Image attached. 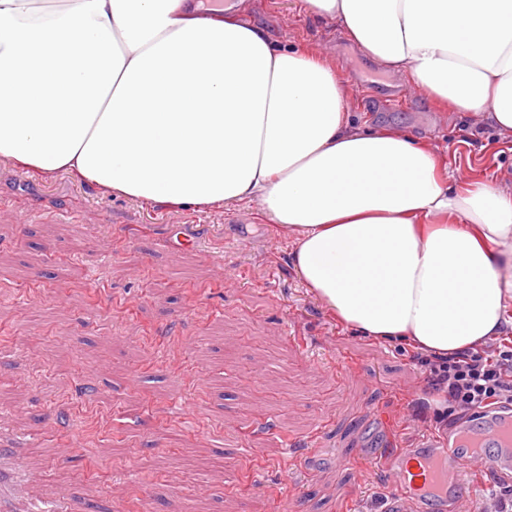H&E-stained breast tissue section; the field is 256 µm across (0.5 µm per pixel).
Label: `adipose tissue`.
<instances>
[{"label": "adipose tissue", "instance_id": "adipose-tissue-1", "mask_svg": "<svg viewBox=\"0 0 512 512\" xmlns=\"http://www.w3.org/2000/svg\"><path fill=\"white\" fill-rule=\"evenodd\" d=\"M373 62L512 134V0H305ZM325 58L233 0H0V159L174 206L258 198L344 325L448 357L512 307V186L348 120Z\"/></svg>", "mask_w": 512, "mask_h": 512}]
</instances>
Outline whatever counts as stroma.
Listing matches in <instances>:
<instances>
[{"mask_svg":"<svg viewBox=\"0 0 512 512\" xmlns=\"http://www.w3.org/2000/svg\"><path fill=\"white\" fill-rule=\"evenodd\" d=\"M245 5L335 66L353 124L435 147L454 185L512 183V135L487 118L435 104L304 0ZM292 250L255 200L184 209L0 160V455L24 460L31 496L58 512H382L386 464L422 425L448 430V403L414 347L339 323ZM253 418L273 434L248 435Z\"/></svg>","mask_w":512,"mask_h":512,"instance_id":"obj_1","label":"stroma"}]
</instances>
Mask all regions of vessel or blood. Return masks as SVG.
Here are the masks:
<instances>
[{"label": "vessel or blood", "mask_w": 512, "mask_h": 512, "mask_svg": "<svg viewBox=\"0 0 512 512\" xmlns=\"http://www.w3.org/2000/svg\"><path fill=\"white\" fill-rule=\"evenodd\" d=\"M471 438L472 446L463 448L452 431L423 435L413 450L423 463L419 475L407 467L387 464L391 491L383 512H474L468 478L512 471V412L478 411Z\"/></svg>", "instance_id": "b4317fda"}]
</instances>
